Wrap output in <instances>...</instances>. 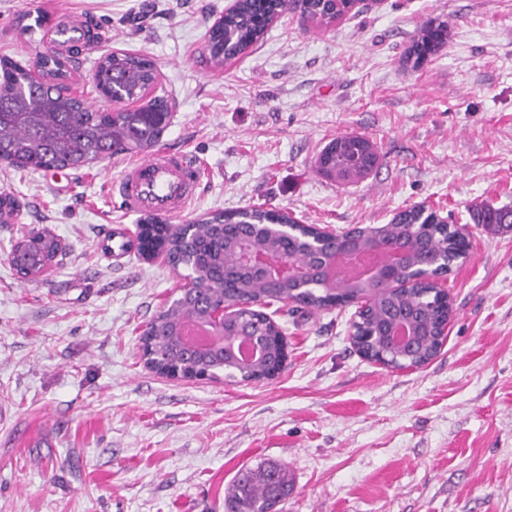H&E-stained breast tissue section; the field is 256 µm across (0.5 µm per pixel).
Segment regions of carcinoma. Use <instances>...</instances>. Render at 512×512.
Instances as JSON below:
<instances>
[{
    "mask_svg": "<svg viewBox=\"0 0 512 512\" xmlns=\"http://www.w3.org/2000/svg\"><path fill=\"white\" fill-rule=\"evenodd\" d=\"M353 8V0H308L307 8L300 0H239L236 9L223 16L211 29L207 48L208 61L215 66L224 59L238 56L261 40L267 21L284 12H300L319 27H329ZM448 22L431 19L424 23L418 38L408 51L407 60L419 64L421 59L438 52L445 45ZM46 80L38 92L30 88L29 66L9 56L0 57V160L19 168L59 170L79 168L97 159L110 158L132 148L155 146L170 118L168 99L156 95L140 107L112 110L94 109L84 99L70 95L56 83L62 63L55 57L44 60ZM96 71L105 89L118 101H140L157 79L154 62L130 53H112L101 57ZM378 161L374 144L366 137L345 134L332 139L316 159L323 176L340 182L357 181L368 176ZM19 211L10 193L0 192V224H8ZM479 224L512 227V207L484 206L476 215ZM297 224L287 213L252 207L234 212L216 213L195 223L192 230L176 228L151 217L138 225L136 250L144 254L147 247L162 249L169 262L190 270L187 292L180 294V306L161 311L146 327L141 337L143 355L148 364L160 371L179 372L184 376L206 373L210 377L224 373L230 380L267 376L275 365L262 363L243 370L224 367L217 355L187 357L193 349L182 343L174 347L170 334L174 323L195 319L203 304L214 299L246 303L266 293V282L254 277L242 266L239 241L246 239L250 247L264 250L282 249L292 262L313 267L319 257L333 259L340 251L334 236L322 240L320 256L309 253L307 244L317 233L306 224H298L293 237L275 236L272 224ZM358 232L370 242L403 241L424 248L414 254L413 266L420 264L423 254L432 256L441 273L450 271L454 263L466 257L465 241L445 224L443 218L422 207L396 213L386 224H369ZM57 255L56 239L40 231L32 232L13 250V265L18 274L31 280L37 277L34 266L53 261ZM343 274L336 285L314 274L299 286L288 282L278 292L309 309H327L360 302ZM448 304L442 293L418 284L397 294L383 297L378 304L362 309L353 328L360 336L373 327L417 315L422 324L436 331L448 318ZM237 324L257 336L284 335L282 328L264 312L253 307L239 309ZM291 481L287 470L278 464H266L239 473L225 500L227 512H278V506L289 495Z\"/></svg>",
    "mask_w": 512,
    "mask_h": 512,
    "instance_id": "obj_1",
    "label": "carcinoma"
}]
</instances>
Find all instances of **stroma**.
Returning a JSON list of instances; mask_svg holds the SVG:
<instances>
[{
	"label": "stroma",
	"mask_w": 512,
	"mask_h": 512,
	"mask_svg": "<svg viewBox=\"0 0 512 512\" xmlns=\"http://www.w3.org/2000/svg\"><path fill=\"white\" fill-rule=\"evenodd\" d=\"M226 4L0 0V55L36 61L58 25L93 19L101 39L67 71L95 108L102 54L151 57L171 103L160 143L201 173L179 223L261 206L345 231L422 206L470 225L471 256L447 276L448 339L422 368L393 369L353 345L355 306L276 303V377L158 374L140 335L186 270L106 248L144 220L107 189L130 154L51 172L0 161V192L21 204L0 224V512H224L237 473L268 463L292 479L282 512H512V228L472 216L512 206V0H367L328 28L287 13L216 69L206 34ZM430 19L448 44L412 66ZM344 134L380 155L362 180L314 166ZM32 230L66 248L28 282L10 255Z\"/></svg>",
	"instance_id": "35a3bbf8"
}]
</instances>
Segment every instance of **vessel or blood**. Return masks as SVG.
I'll list each match as a JSON object with an SVG mask.
<instances>
[{
  "label": "vessel or blood",
  "mask_w": 512,
  "mask_h": 512,
  "mask_svg": "<svg viewBox=\"0 0 512 512\" xmlns=\"http://www.w3.org/2000/svg\"><path fill=\"white\" fill-rule=\"evenodd\" d=\"M200 181V170L187 153L161 147L126 166L108 187L126 212L178 215L195 201Z\"/></svg>",
  "instance_id": "obj_1"
}]
</instances>
